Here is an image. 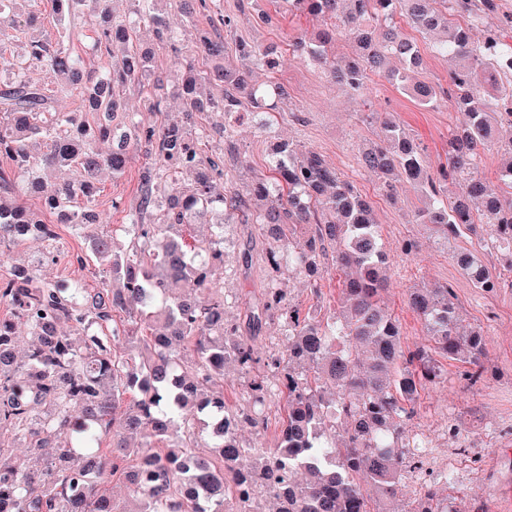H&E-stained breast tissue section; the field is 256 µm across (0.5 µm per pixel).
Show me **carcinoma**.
Listing matches in <instances>:
<instances>
[{"instance_id": "obj_1", "label": "carcinoma", "mask_w": 512, "mask_h": 512, "mask_svg": "<svg viewBox=\"0 0 512 512\" xmlns=\"http://www.w3.org/2000/svg\"><path fill=\"white\" fill-rule=\"evenodd\" d=\"M132 2L173 53L179 122H114L131 90L153 112L162 111V100L153 93L160 79L152 52L130 45L127 23L112 12L110 0H0L1 22L21 34L34 32L23 58L0 73V156L12 162L0 168V189L38 196L45 212L83 231L87 258L112 273V281L93 293L80 282L59 288L42 281L35 262L0 280V305L9 311L0 317V432L27 439L33 451L19 459L0 444V512H119L101 484L132 454L139 462L125 476L141 498V512H251L244 500L251 485L265 487L280 504L277 512H388L383 505L402 492L399 463L420 458L418 443L404 441V425L414 415L419 389L440 380L432 353L472 365L469 381L475 384L482 376V331L459 332L450 285L413 288L408 306L433 347L402 348L397 321L380 301L385 256L372 207L319 153L283 143L270 175L257 179L247 198L226 197L224 151L208 155L202 144L216 135L231 137L232 118L246 103L258 113L275 109L273 100L285 88L275 81L255 84L251 69L274 70L276 50L239 42L236 54L248 64L239 69L224 64V37L200 30L199 68L183 56L168 19L150 10L155 0ZM44 4L62 28L54 43L35 34ZM288 4L320 22L314 37H293V48L327 66L354 95L369 100L371 76L386 73L420 105L447 98L464 113L465 122L449 130L445 160L434 167L396 119L380 116L379 142L360 147L358 165L378 177L390 199L402 179L417 182L425 200L416 222L432 225L441 245L491 225L484 248L506 252L512 271V16L475 44L460 19L498 12L497 0ZM397 17L418 32L438 35V53L457 61L448 90L418 78V50L393 30ZM78 21L91 26L93 50L112 59L98 74L85 70L64 45ZM340 37L354 44V53L338 60L330 50ZM35 69L52 71L56 90L34 80ZM74 87L83 89L93 121L54 110L56 94ZM203 112L218 113L224 122L202 124ZM104 141L111 142L107 152L99 149ZM492 146L502 157L505 189L499 194L489 192L476 172L477 158ZM138 154L145 157L138 203L125 227L127 243L118 247L97 232L100 218L91 203L98 173L120 175ZM50 167L72 168L77 176L49 182L41 170ZM184 170L194 173L188 186L179 183ZM253 206L274 269L286 265L314 281L334 246L333 259L345 273L346 311L338 319L302 315L286 305L281 289H267L252 326L261 325L266 312L281 311L288 354L263 363L251 344L238 339L237 327L224 321V294L213 281L224 265V225L233 223L235 212L239 223H249ZM203 222L214 234L188 242L184 227ZM296 225L308 231L283 247L284 230ZM29 238L54 249L56 225L22 205H0V244ZM457 262L474 287H501V276L474 252H459ZM190 289L208 293V300L188 301ZM146 320L161 327L144 337L137 324ZM63 322L74 324L78 339L60 332ZM21 325L31 342L19 363ZM187 348L195 354L189 365L182 359ZM229 361L244 370L264 364L265 374L250 385L255 405H264L268 379L276 378L282 422L274 447L253 450L240 443L237 417L218 384ZM301 364L316 376L296 369ZM134 393L138 398L126 402ZM75 407L78 419L70 414ZM330 414L345 421L339 435L327 432ZM141 432L154 441L130 447L127 437ZM62 434L70 446L50 457L36 454ZM441 482L448 475L436 480ZM434 484L425 485L432 503L425 512H448Z\"/></svg>"}]
</instances>
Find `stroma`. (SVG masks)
<instances>
[{
  "label": "stroma",
  "mask_w": 512,
  "mask_h": 512,
  "mask_svg": "<svg viewBox=\"0 0 512 512\" xmlns=\"http://www.w3.org/2000/svg\"><path fill=\"white\" fill-rule=\"evenodd\" d=\"M209 3L208 10L187 17L174 0H162L160 8L169 12L184 55L198 57V30L219 26L222 18L231 17L232 26L224 32L227 61L237 63V42L277 44L281 51L278 69L271 74L254 70L252 79L257 83L273 80L287 90L267 127H260L249 108H242L233 136L224 145V187L228 193L245 194L254 178L267 173L271 149L277 142L320 153L338 173L354 182L375 209L390 264L381 299L400 323L403 347L414 350L431 345L421 321L406 304L408 290L424 285L450 284L463 330L479 328L484 333L483 374L478 383L466 379V363L442 356L438 359L440 383L420 390L405 434L427 441L425 463L419 470L403 467V494L392 503L393 512H419L421 486L441 473L449 476L447 484L438 488L448 512H512V287L480 291L453 258L461 249L482 253L480 244L487 238V230L438 245L429 225L415 221L421 202L411 184H402L396 200H387L376 177L358 166L359 148L376 140L378 124L365 122L362 100L336 83L324 66L298 57L288 45L289 37L315 31V21L289 12L286 0H262L257 6L243 4L242 0ZM113 7L135 27L141 45L152 48L153 70L162 82L161 94L168 109L166 117L178 119L179 101L169 49L134 14L131 0H114ZM399 31L415 42L422 54V80L447 86L449 65L435 51L432 40L405 25ZM371 88L375 109L395 113L410 135L426 146L429 162L437 163L448 149L450 127L462 121V114L445 101L435 107L419 106L383 77H374ZM140 168L136 161L122 176L107 171L101 174L100 191L93 201L101 218L100 231L121 235L137 202ZM57 233L58 248L50 258L44 255L43 243L35 239L0 245V277L38 257L42 260L40 278L53 284L64 286L78 280L91 289L109 279L108 268L78 262L85 245L72 225H58ZM266 248L258 225H225L224 265L214 275L224 293L225 321L236 325L239 335L254 336L255 354L261 358L288 352L279 315L263 318L257 329L249 322L251 311L263 300L269 286L281 288L287 303L304 313L338 314L343 306V275L332 262H324L320 280L313 287L294 272H273ZM482 255L493 274H505L504 258ZM252 378V373L236 364H227L222 380L224 401L240 417V442L250 448H267L274 444L279 429L280 398L275 394L266 397L264 426L250 424L246 416L253 411L249 389Z\"/></svg>",
  "instance_id": "obj_1"
}]
</instances>
